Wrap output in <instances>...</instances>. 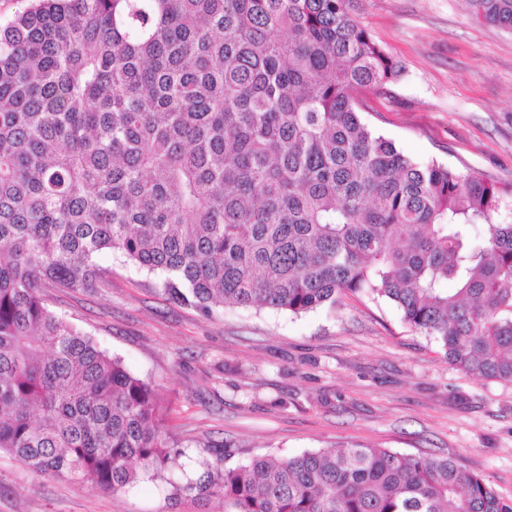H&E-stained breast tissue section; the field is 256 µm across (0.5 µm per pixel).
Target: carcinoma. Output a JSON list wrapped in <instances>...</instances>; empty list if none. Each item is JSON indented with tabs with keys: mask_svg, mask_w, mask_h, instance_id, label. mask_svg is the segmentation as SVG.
<instances>
[{
	"mask_svg": "<svg viewBox=\"0 0 512 512\" xmlns=\"http://www.w3.org/2000/svg\"><path fill=\"white\" fill-rule=\"evenodd\" d=\"M512 32V0H466ZM353 0H30L0 27V451L224 512H512L451 456L353 445L203 472L156 390L46 304L110 251L206 315L363 293L448 363L512 381V195L420 163L361 116L402 67ZM484 224L481 242L470 237ZM454 291H448V282Z\"/></svg>",
	"mask_w": 512,
	"mask_h": 512,
	"instance_id": "1",
	"label": "carcinoma"
}]
</instances>
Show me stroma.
Here are the masks:
<instances>
[{
    "mask_svg": "<svg viewBox=\"0 0 512 512\" xmlns=\"http://www.w3.org/2000/svg\"><path fill=\"white\" fill-rule=\"evenodd\" d=\"M354 18L403 68L359 96L366 121L409 157L512 189V33L463 0H355ZM107 286L50 291L47 305L158 392L162 429L191 456L230 445L232 462L363 444L454 456L512 499V382L452 368L394 305L364 295L299 316L227 310L206 317L161 277L105 251ZM150 483L106 494L34 474L0 451V512H222Z\"/></svg>",
    "mask_w": 512,
    "mask_h": 512,
    "instance_id": "35a3bbf8",
    "label": "stroma"
}]
</instances>
